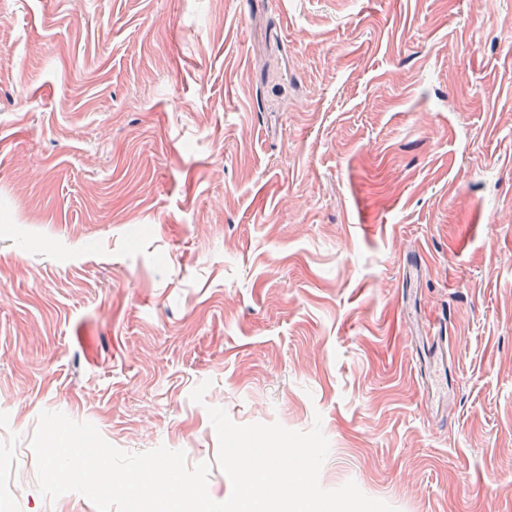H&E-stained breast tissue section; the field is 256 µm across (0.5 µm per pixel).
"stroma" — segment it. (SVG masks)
I'll list each match as a JSON object with an SVG mask.
<instances>
[{
	"label": "stroma",
	"instance_id": "35a3bbf8",
	"mask_svg": "<svg viewBox=\"0 0 512 512\" xmlns=\"http://www.w3.org/2000/svg\"><path fill=\"white\" fill-rule=\"evenodd\" d=\"M211 406L512 512V0H0V512H96L40 493L45 410L227 500ZM426 339L429 357L432 359L427 367V373L436 385L442 388L444 385L448 336H426Z\"/></svg>",
	"mask_w": 512,
	"mask_h": 512
}]
</instances>
